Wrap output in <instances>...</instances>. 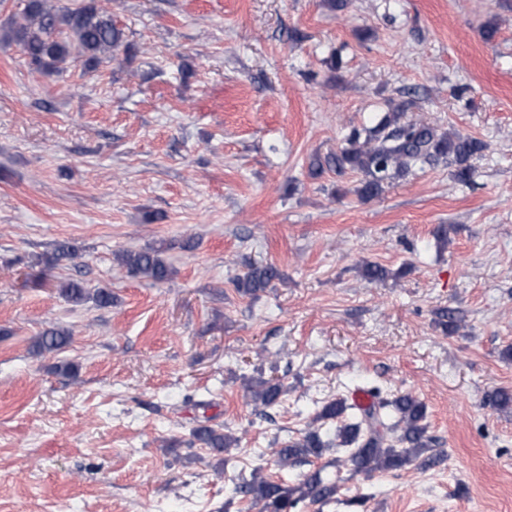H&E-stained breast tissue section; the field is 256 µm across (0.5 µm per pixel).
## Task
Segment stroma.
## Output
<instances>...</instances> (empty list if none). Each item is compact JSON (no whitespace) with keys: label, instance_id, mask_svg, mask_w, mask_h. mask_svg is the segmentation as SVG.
Here are the masks:
<instances>
[{"label":"stroma","instance_id":"35a3bbf8","mask_svg":"<svg viewBox=\"0 0 512 512\" xmlns=\"http://www.w3.org/2000/svg\"><path fill=\"white\" fill-rule=\"evenodd\" d=\"M101 3L132 50L97 71L45 77L0 43V512H259L240 476L312 467L339 491L298 512H512V408L484 403L512 390V0ZM404 101L486 143L473 184L440 165L365 201L357 174L311 175ZM188 238L162 283L113 257ZM62 241L77 257L47 267ZM251 262L283 281L239 292ZM72 279L113 305L66 302ZM51 327L70 346L33 355ZM262 374L285 389L266 417L243 388ZM374 387L426 404L440 464L276 465L324 401ZM198 424L238 446L191 445Z\"/></svg>","mask_w":512,"mask_h":512}]
</instances>
